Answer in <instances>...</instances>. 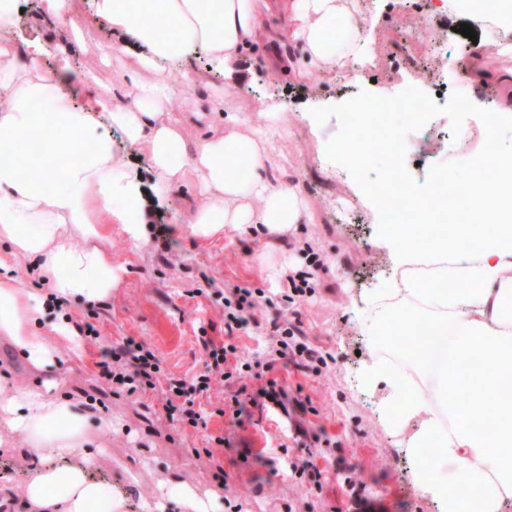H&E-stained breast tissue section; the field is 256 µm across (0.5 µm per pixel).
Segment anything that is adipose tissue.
<instances>
[{
	"instance_id": "ef3b65f1",
	"label": "adipose tissue",
	"mask_w": 512,
	"mask_h": 512,
	"mask_svg": "<svg viewBox=\"0 0 512 512\" xmlns=\"http://www.w3.org/2000/svg\"><path fill=\"white\" fill-rule=\"evenodd\" d=\"M16 0H0V335L37 371L50 374L67 321L45 323L47 296L21 288L34 273L59 300L97 302L122 282L109 243L120 230L143 244L142 192L116 152L112 130L143 154L154 189L191 186L199 204L188 230L207 241L255 224L269 243L308 217L297 188L264 172L266 130L188 140L166 119L173 68L206 58L229 76L250 44L282 35L302 46L305 66L340 70L365 45L361 0H44V28L88 27L122 35L140 49L133 90L113 96L95 76L70 65L46 70L42 40L18 44ZM283 15L281 32L265 19ZM39 147L27 165L16 155L27 138ZM462 188L492 213L490 224H389L382 240L394 275L376 304L373 335L408 353L409 368L374 354L361 383H386L383 421L416 423L405 448L410 479L441 512H504L512 503V212L496 209L493 172L512 174V151L494 152ZM490 411H482L481 401ZM90 410L38 386L0 396V430L20 434L36 463L21 487L0 483V512H129L124 493L92 478L96 441Z\"/></svg>"
}]
</instances>
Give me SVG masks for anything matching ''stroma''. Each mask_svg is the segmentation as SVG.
Masks as SVG:
<instances>
[{
	"mask_svg": "<svg viewBox=\"0 0 512 512\" xmlns=\"http://www.w3.org/2000/svg\"><path fill=\"white\" fill-rule=\"evenodd\" d=\"M362 10L368 59L345 77L301 71L296 66L301 46L285 40L246 50L229 80L201 60L171 74L181 93L169 104V114L185 125L188 138L235 132L228 119L232 112L242 113L252 126L264 124L267 113H280L281 137L266 175L273 183L299 186L310 221L272 253H263L256 229L204 242L186 233L191 190L156 197L145 157L126 148L120 132L112 134L115 149L142 182L145 242L136 250L113 232L112 262L123 268V283L99 308L64 305L72 324L92 323L100 337L62 348L53 379L61 391L111 415L113 427L99 433L106 453L92 474L119 485L125 471L137 473L139 482L129 489L131 512H144L145 505L158 501L164 512H189L182 503L159 499L158 484L177 481L211 491L219 512H344L353 492L362 499L360 512H440L413 489L402 438L379 417L385 383L367 391L359 382L369 357L366 331L375 322L372 300L384 290L393 266L379 243L377 212L354 179L338 176L326 156L338 121H317L312 111L362 91L393 96L422 83L444 84L453 93L460 61L497 73L512 67V49L476 44L456 33L468 15L433 14L432 0L417 5L362 0ZM111 38L109 32L86 29L82 44L72 45L65 56L49 54L46 63L94 70L105 90L124 94L127 84L99 59L100 43ZM218 96L224 100L220 113L210 107ZM429 126L430 136L411 144L405 155L409 174L420 184L433 165L470 159L485 140L484 125L474 116L462 123L469 139L461 150L448 115L433 116ZM272 262L287 264L289 276L270 280L266 267ZM302 271L311 275L312 293L286 302L291 275ZM209 279L220 287L262 290L266 320L297 314L305 342L329 356L319 373L287 360L276 365V377L302 403L307 436H298L291 416L273 411L253 408L239 426L219 414L237 388L233 382L202 399L210 418L206 428L194 429L179 419L165 421L150 395L117 394L101 379V347L128 336L152 347L173 377L204 372L202 337L220 343L225 336L224 300L203 291ZM221 436L230 446L218 444ZM0 438L5 441L0 479L24 482L33 463L22 437ZM215 458L224 464V477L215 474Z\"/></svg>",
	"mask_w": 512,
	"mask_h": 512,
	"instance_id": "35a3bbf8",
	"label": "stroma"
}]
</instances>
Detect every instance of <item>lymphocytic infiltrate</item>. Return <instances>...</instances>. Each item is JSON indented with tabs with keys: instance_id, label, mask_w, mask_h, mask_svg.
Listing matches in <instances>:
<instances>
[{
	"instance_id": "1",
	"label": "lymphocytic infiltrate",
	"mask_w": 512,
	"mask_h": 512,
	"mask_svg": "<svg viewBox=\"0 0 512 512\" xmlns=\"http://www.w3.org/2000/svg\"><path fill=\"white\" fill-rule=\"evenodd\" d=\"M261 300L248 288L230 289L224 300V325L227 331L243 328L248 322L259 319ZM303 332L297 322L281 317L271 323L267 338L266 357L251 364L241 361L234 339L223 344L204 340L206 373L191 380L168 377L161 359L144 343L125 338L101 350V375L113 388L128 392H141L154 397L163 410L181 408L191 426L206 424L203 411L194 409L196 398L207 395L216 381H235L239 387L224 404L232 422H241L248 405L265 411H287L293 399L289 396L273 371L279 359L290 358L296 365L315 372L326 367L327 361L316 349L302 340ZM253 375L258 380L256 389H248L243 379Z\"/></svg>"
}]
</instances>
